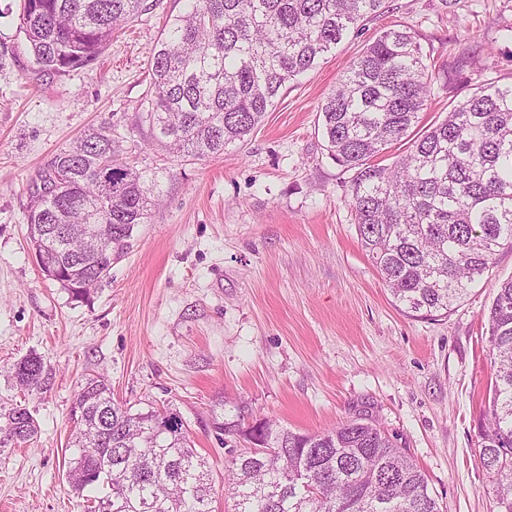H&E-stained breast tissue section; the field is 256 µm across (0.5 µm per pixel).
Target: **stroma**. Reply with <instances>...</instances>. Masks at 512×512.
<instances>
[{"label":"stroma","instance_id":"stroma-1","mask_svg":"<svg viewBox=\"0 0 512 512\" xmlns=\"http://www.w3.org/2000/svg\"><path fill=\"white\" fill-rule=\"evenodd\" d=\"M187 4L144 0L102 55L58 76L35 64L20 0H0V400L39 425L0 455V512H87L66 482L67 442L74 397L97 374L118 403L177 410L211 467L215 512H233L224 467L249 443L219 440L214 421L314 433L360 414L406 449L441 512H494L479 455L487 314L512 248L448 314L402 311L361 245L319 106L355 53L400 25L436 74L422 134L474 87L512 82V0H386L287 83L245 142L206 161L169 154L140 121L154 50ZM104 124L129 161L171 175L128 253L78 302L39 270L27 215L53 156ZM31 354L48 374L34 391L11 375Z\"/></svg>","mask_w":512,"mask_h":512}]
</instances>
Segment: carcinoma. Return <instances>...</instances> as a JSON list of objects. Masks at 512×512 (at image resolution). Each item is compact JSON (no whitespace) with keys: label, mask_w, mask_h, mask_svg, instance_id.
Instances as JSON below:
<instances>
[{"label":"carcinoma","mask_w":512,"mask_h":512,"mask_svg":"<svg viewBox=\"0 0 512 512\" xmlns=\"http://www.w3.org/2000/svg\"><path fill=\"white\" fill-rule=\"evenodd\" d=\"M152 57L145 121L156 142L198 160L219 157L260 124L287 82L315 68L385 0H189ZM142 0H21L34 62L66 75L104 51ZM421 44L388 28L357 53L320 106L329 155L353 171L347 204L362 247L395 303L444 315L512 246V83L473 88L447 118L391 165L374 158L410 136L434 83ZM27 216L38 265L83 301L131 247L160 201L163 173L122 157L102 126L55 154ZM494 371L480 431L497 512H512V280L488 313ZM20 385L45 384L41 358L14 365ZM112 400L108 380L80 385L70 410L67 482L94 491L90 512H213L207 462L177 411ZM20 405L0 403V453L35 437ZM263 449L232 460L234 512H440L405 449L360 414L333 429L296 433L260 420Z\"/></svg>","instance_id":"carcinoma-1"}]
</instances>
